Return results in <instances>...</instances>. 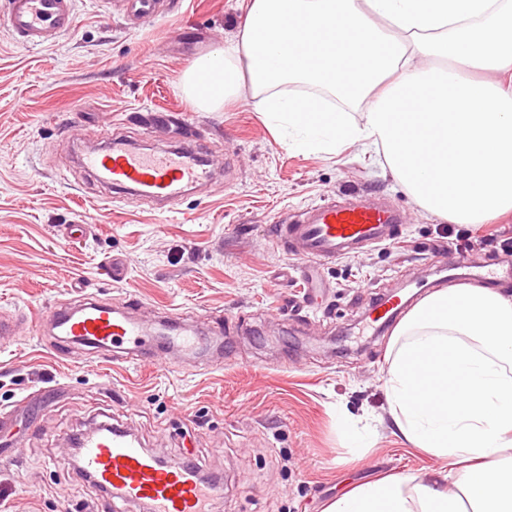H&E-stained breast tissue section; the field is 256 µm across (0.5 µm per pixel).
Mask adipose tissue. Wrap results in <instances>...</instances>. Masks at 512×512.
Returning <instances> with one entry per match:
<instances>
[{
  "label": "adipose tissue",
  "mask_w": 512,
  "mask_h": 512,
  "mask_svg": "<svg viewBox=\"0 0 512 512\" xmlns=\"http://www.w3.org/2000/svg\"><path fill=\"white\" fill-rule=\"evenodd\" d=\"M244 9L236 39L183 75L196 108L246 85L283 139L381 151L438 217L483 224L512 209V0H246ZM361 103L358 123L349 109ZM391 351L395 426L463 469L445 489L389 475L324 512H512V293L436 291L399 325Z\"/></svg>",
  "instance_id": "1"
}]
</instances>
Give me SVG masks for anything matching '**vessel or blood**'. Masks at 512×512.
<instances>
[{"mask_svg":"<svg viewBox=\"0 0 512 512\" xmlns=\"http://www.w3.org/2000/svg\"><path fill=\"white\" fill-rule=\"evenodd\" d=\"M6 21L24 44L43 47L72 29L71 0H8ZM83 164L115 192L133 191L169 204L212 175L189 145L148 153L116 141L105 150L87 153ZM400 223L394 207L328 203L315 208L308 219L278 225L275 242L291 256L321 263L394 240ZM42 322L66 346L86 347L108 359L145 360V348L155 340L153 331L139 321L94 298L51 309ZM79 461L109 501L140 504L147 512H209V503L219 492L217 486L202 483L187 462L159 459L141 448L127 428L115 425L84 432Z\"/></svg>","mask_w":512,"mask_h":512,"instance_id":"1","label":"vessel or blood"}]
</instances>
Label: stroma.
Returning a JSON list of instances; mask_svg holds the SVG:
<instances>
[{
    "mask_svg": "<svg viewBox=\"0 0 512 512\" xmlns=\"http://www.w3.org/2000/svg\"><path fill=\"white\" fill-rule=\"evenodd\" d=\"M242 0H185L133 28L123 0H72L73 29L26 46L0 19V313L24 318L0 341V512H106L74 464L71 440L102 417L163 459L191 457L221 482L214 512H323L354 486L391 474L433 475L389 414L393 329L366 330L376 293L420 302L456 286L461 239L473 264H512V211L489 224L448 225L423 210L372 149L340 153L282 142L247 95L205 112L181 88L200 56L233 40ZM178 111L215 169L206 186L160 210L83 171L103 133L135 146H180L175 127H143ZM91 115L89 123L77 113ZM359 198L396 205V243L315 267L274 244L277 224ZM69 224L84 225L79 239ZM315 298L299 314L284 296ZM94 295L154 318L168 310L224 338L223 361L148 350L156 366L61 352L36 323L53 306ZM367 434L357 453L345 419Z\"/></svg>",
    "mask_w": 512,
    "mask_h": 512,
    "instance_id": "35a3bbf8",
    "label": "stroma"
}]
</instances>
